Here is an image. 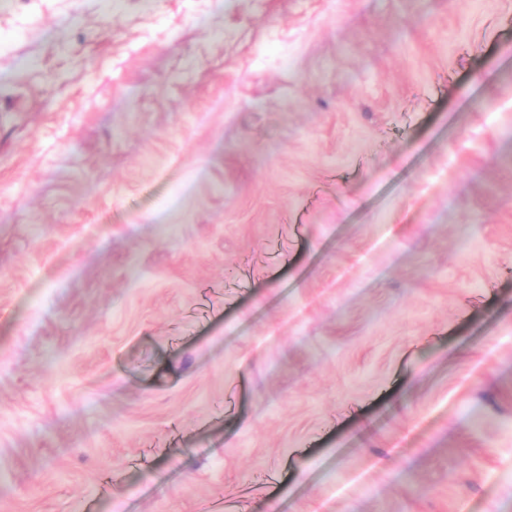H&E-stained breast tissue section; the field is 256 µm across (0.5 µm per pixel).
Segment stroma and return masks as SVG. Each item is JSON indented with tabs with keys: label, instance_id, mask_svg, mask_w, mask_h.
I'll list each match as a JSON object with an SVG mask.
<instances>
[{
	"label": "stroma",
	"instance_id": "stroma-1",
	"mask_svg": "<svg viewBox=\"0 0 512 512\" xmlns=\"http://www.w3.org/2000/svg\"><path fill=\"white\" fill-rule=\"evenodd\" d=\"M0 37V512H512V0Z\"/></svg>",
	"mask_w": 512,
	"mask_h": 512
}]
</instances>
